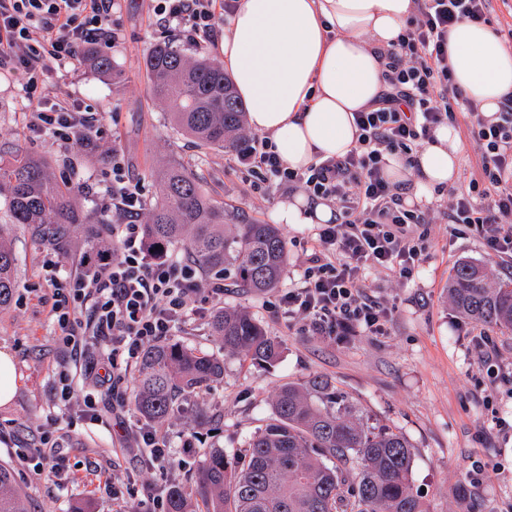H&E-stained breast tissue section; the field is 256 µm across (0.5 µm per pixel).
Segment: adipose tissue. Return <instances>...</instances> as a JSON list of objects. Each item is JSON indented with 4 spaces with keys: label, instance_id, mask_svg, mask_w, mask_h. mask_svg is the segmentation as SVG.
<instances>
[{
    "label": "adipose tissue",
    "instance_id": "adipose-tissue-1",
    "mask_svg": "<svg viewBox=\"0 0 512 512\" xmlns=\"http://www.w3.org/2000/svg\"><path fill=\"white\" fill-rule=\"evenodd\" d=\"M415 0H236L221 44L224 70L255 132L269 135L288 167L344 156L357 144L356 112L385 88L380 52L415 11ZM448 66L465 98L495 120L512 95V45L489 26L461 22L448 35ZM457 126L437 127L416 154L412 201L431 204L434 190L459 175ZM280 224H325L328 204L299 192L279 204Z\"/></svg>",
    "mask_w": 512,
    "mask_h": 512
}]
</instances>
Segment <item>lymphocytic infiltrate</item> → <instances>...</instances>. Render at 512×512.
Returning <instances> with one entry per match:
<instances>
[{
	"label": "lymphocytic infiltrate",
	"mask_w": 512,
	"mask_h": 512,
	"mask_svg": "<svg viewBox=\"0 0 512 512\" xmlns=\"http://www.w3.org/2000/svg\"><path fill=\"white\" fill-rule=\"evenodd\" d=\"M115 0H0V68L20 74L33 132L77 145L79 135L97 132L95 119L79 121L75 109L51 101L45 83L55 67L76 60L84 46L115 42ZM231 0H156L154 14L165 26L189 28L204 41L217 35L218 9ZM491 0H418L396 45L387 49V91L373 108L355 113L358 144L345 156L317 161L306 171L290 169L267 137H253L236 155L257 186L271 190L303 186L311 199L333 202L336 215L314 227L311 254L298 283L273 304L277 314L316 336L346 341L382 336L392 311L366 291V272L396 279L414 274L423 256L417 228L428 212L408 207L400 186L384 176V155L406 162L434 129L469 120L481 157L477 177L447 191L444 213L450 234L467 229L482 239L488 256L512 262V97L496 121L484 120L463 98L448 67V31L469 21L487 23ZM117 222L111 245L92 246L81 271L57 284L50 316L62 345L73 356L111 350L117 362L101 375L84 405L95 409L105 397L120 401L123 364L136 362L144 347L173 335L198 299L195 263L150 252L139 216L143 190L120 154L112 156L108 188Z\"/></svg>",
	"instance_id": "f902f5d3"
}]
</instances>
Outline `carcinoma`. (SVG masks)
I'll use <instances>...</instances> for the list:
<instances>
[{
  "label": "carcinoma",
  "mask_w": 512,
  "mask_h": 512,
  "mask_svg": "<svg viewBox=\"0 0 512 512\" xmlns=\"http://www.w3.org/2000/svg\"><path fill=\"white\" fill-rule=\"evenodd\" d=\"M92 69L113 70L99 50ZM154 97L171 107L175 128L204 146L235 148L245 142V106L224 65L192 60L166 42L145 59ZM160 199L142 232L151 248L190 237L196 264L224 272L239 287L266 291L277 286L288 261L286 242L275 224L224 223V206L201 190L178 163L157 172ZM70 187L57 182L50 161L17 152L0 165V198L8 223L25 224L37 237L60 249L67 225L93 218L72 203ZM17 288L15 257L0 225V309ZM454 307L472 320L512 330V281L491 286L485 269L458 264L448 280ZM224 342V354L272 364L280 345L249 313L226 308L211 321ZM224 379V360L197 354L178 343H158L142 354L134 405L149 422L165 419L184 393L201 392ZM361 461L356 470L352 462ZM413 451L408 440L384 425L370 424L362 410L331 380L314 375L288 383L275 395L272 417L248 442L240 457L212 449L192 476V493L174 484L167 512H190L195 498L201 512H428L413 492ZM0 512H24L9 469L0 466Z\"/></svg>",
  "instance_id": "carcinoma-1"
}]
</instances>
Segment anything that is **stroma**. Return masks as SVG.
<instances>
[{"label":"stroma","mask_w":512,"mask_h":512,"mask_svg":"<svg viewBox=\"0 0 512 512\" xmlns=\"http://www.w3.org/2000/svg\"><path fill=\"white\" fill-rule=\"evenodd\" d=\"M153 7L152 0H117L114 16L120 34L106 50L112 74L84 64L47 76L52 100L78 102L101 123V134L76 148L30 133L21 80L0 69V161L10 162L19 150L52 161L56 178L74 186L76 203L93 218L89 224L70 225L62 253L26 227H13L9 235L19 286L9 308L0 309V351L12 355L17 384L11 400L0 405V465L11 471L26 512H115L116 486L129 490L125 508L134 512L145 492L163 495L176 482L190 486L207 451L241 455L271 417L278 389L314 374L330 378L371 423L390 427L409 441L412 487L430 512H512V331L489 327L498 374L488 375L478 364L474 342L459 330L463 317L447 292L448 277L459 262L484 265L495 282L512 278V263L488 257L477 235L449 239L448 226L438 216L446 203L442 196L430 207L435 220L427 227L426 258L413 277L398 280L376 270L368 274L370 295L393 309L387 335L339 342L300 331L274 312L272 302L290 286L310 253L307 224L281 227L288 262L277 289L256 293L224 283L225 305L244 309L281 342L276 362L257 365L225 354L208 312L193 315L185 329L175 332L174 342L224 360L222 381L180 397L171 415L158 424L175 449L183 431L199 432L198 447L183 455L180 467L161 472L148 464L133 404L116 411L110 402H99L95 420L85 413L80 397L93 389L102 355L93 351L80 362L71 361L49 314L51 280L74 273L93 244L112 241L111 232L100 230L94 220L109 202L113 151H120L130 173L141 181L149 207L159 197L153 173L171 159L223 204L230 224L271 223L277 205L293 194L289 188H254L237 166L235 151L200 145L173 130L169 105L149 91L147 53L165 39L192 59L218 63L222 56L218 42L197 45L181 28L158 25ZM56 255L61 258L57 271H46V261ZM63 369L69 370L77 395L66 409L54 395ZM45 437L57 442L65 456L60 475L49 481L37 478L24 457L26 449L39 446Z\"/></svg>","instance_id":"obj_1"}]
</instances>
